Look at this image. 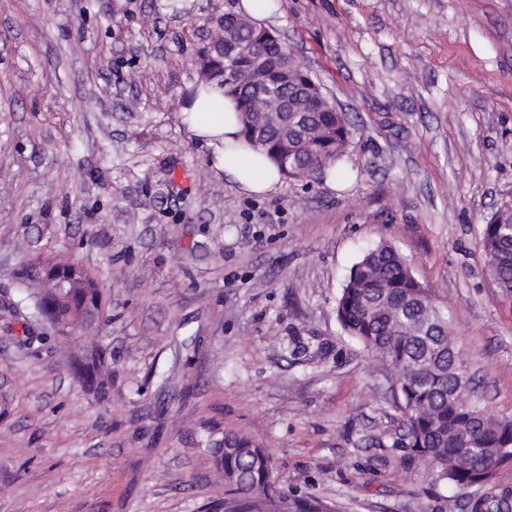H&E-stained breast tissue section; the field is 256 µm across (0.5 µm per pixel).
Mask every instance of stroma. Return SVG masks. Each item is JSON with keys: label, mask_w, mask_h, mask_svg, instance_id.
<instances>
[{"label": "stroma", "mask_w": 512, "mask_h": 512, "mask_svg": "<svg viewBox=\"0 0 512 512\" xmlns=\"http://www.w3.org/2000/svg\"><path fill=\"white\" fill-rule=\"evenodd\" d=\"M0 0V512H222L201 427L272 453L284 492L337 512H471L404 448L391 370L347 336L351 267L394 245L453 319L489 411L512 417V297L477 241L512 200V0H277L288 42L355 132L343 177L253 195L179 114L237 0ZM76 262L105 318L106 401L18 346L19 281Z\"/></svg>", "instance_id": "1"}]
</instances>
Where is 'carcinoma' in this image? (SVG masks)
I'll use <instances>...</instances> for the list:
<instances>
[{
	"label": "carcinoma",
	"mask_w": 512,
	"mask_h": 512,
	"mask_svg": "<svg viewBox=\"0 0 512 512\" xmlns=\"http://www.w3.org/2000/svg\"><path fill=\"white\" fill-rule=\"evenodd\" d=\"M238 24L237 39L247 50L234 59L241 81L227 82L219 71L227 59L211 46L203 48L198 63L205 78L217 80L237 100L236 112L245 136L262 149L282 176L311 182L325 176L347 156L354 128L347 113L330 101L306 118L309 134L282 145L283 132L259 112L248 111L252 94L247 76L256 66L268 68V81L288 90L282 72L274 69L283 57L293 75H308L287 42L256 28L241 14H230ZM479 246L502 294H512V201L501 204L481 225ZM101 291L81 299L64 294L45 297L26 312L16 305L13 316L23 320L48 317L58 329V348L69 345L73 332L72 307H96ZM336 319L344 332L382 359L396 382L407 448L433 467L440 480L460 491L479 489L491 482L496 470L512 463V419L498 418L481 407L477 397L460 398L459 381L472 380L452 336V321L436 301L431 288L419 282L411 262L393 245L381 243L353 265L336 302ZM107 350L92 344L72 366L86 391L99 400L109 393L112 368ZM222 434L204 426L198 445L208 453ZM217 469L224 476V512H334V505L313 495H287L272 484V457L268 449L247 435L231 436ZM479 512H512V498L477 499Z\"/></svg>",
	"instance_id": "cac0c4a2"
}]
</instances>
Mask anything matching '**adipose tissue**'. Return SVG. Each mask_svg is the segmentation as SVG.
Wrapping results in <instances>:
<instances>
[{"instance_id": "adipose-tissue-1", "label": "adipose tissue", "mask_w": 512, "mask_h": 512, "mask_svg": "<svg viewBox=\"0 0 512 512\" xmlns=\"http://www.w3.org/2000/svg\"><path fill=\"white\" fill-rule=\"evenodd\" d=\"M180 121L192 137L210 151L211 166L225 180L249 194L276 190L281 176L276 167L242 134L235 103L218 82H201L189 95Z\"/></svg>"}]
</instances>
